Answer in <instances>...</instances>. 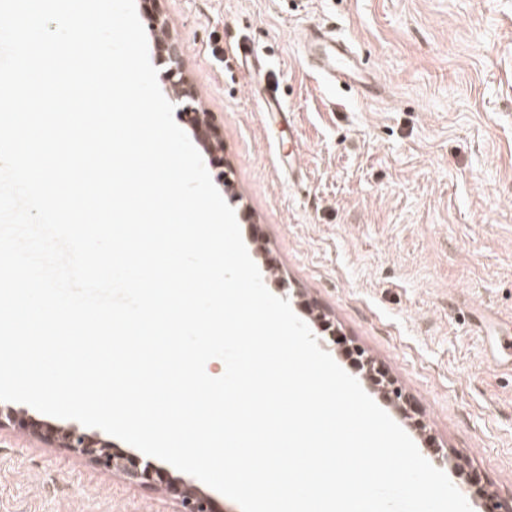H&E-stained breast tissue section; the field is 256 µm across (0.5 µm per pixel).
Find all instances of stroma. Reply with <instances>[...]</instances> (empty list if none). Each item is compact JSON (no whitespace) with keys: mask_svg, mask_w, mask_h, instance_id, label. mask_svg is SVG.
I'll return each mask as SVG.
<instances>
[{"mask_svg":"<svg viewBox=\"0 0 512 512\" xmlns=\"http://www.w3.org/2000/svg\"><path fill=\"white\" fill-rule=\"evenodd\" d=\"M198 111L217 127L246 249L321 349L443 471L472 512H512V0H159ZM347 41L376 94L315 74L303 33ZM248 46L264 65L256 80ZM285 114L268 125V92ZM299 164L289 167L290 153ZM333 323L332 341L319 319ZM381 367L398 408L351 349ZM0 427V512H180L68 446L70 419L13 403ZM491 361L497 367H503L508 371H512V337L494 336Z\"/></svg>","mask_w":512,"mask_h":512,"instance_id":"obj_1","label":"stroma"}]
</instances>
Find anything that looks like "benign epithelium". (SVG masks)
<instances>
[{
  "mask_svg": "<svg viewBox=\"0 0 512 512\" xmlns=\"http://www.w3.org/2000/svg\"><path fill=\"white\" fill-rule=\"evenodd\" d=\"M160 57L168 60L171 66L165 71V78L179 85L178 97L183 100L181 116H183L191 128L195 129L199 141L207 147L210 155V164L220 167L223 164L213 145L211 144L212 125L207 115L198 112L188 100L193 98V92L185 85L181 73V61L183 55L182 43L172 37H167L159 42ZM68 447L75 449L83 456L91 458L97 465L104 469L117 468L131 481L143 485L160 483L166 491L179 499L183 512H217L214 501L206 494L195 489L190 482L177 479L169 475L163 468L152 464H142L140 458L132 453H126L117 449L99 447V443L77 428L67 431Z\"/></svg>",
  "mask_w": 512,
  "mask_h": 512,
  "instance_id": "obj_1",
  "label": "benign epithelium"
}]
</instances>
